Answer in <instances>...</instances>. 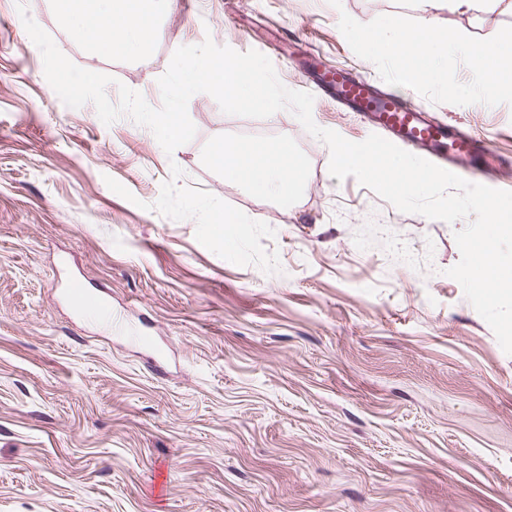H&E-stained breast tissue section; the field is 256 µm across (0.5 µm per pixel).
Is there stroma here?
<instances>
[{
    "instance_id": "obj_1",
    "label": "stroma",
    "mask_w": 512,
    "mask_h": 512,
    "mask_svg": "<svg viewBox=\"0 0 512 512\" xmlns=\"http://www.w3.org/2000/svg\"><path fill=\"white\" fill-rule=\"evenodd\" d=\"M26 3L73 63L113 77L111 101L122 83L154 107L174 51L208 38L261 52L309 92L297 63L310 55L378 75L339 30L344 12L483 39L512 25L448 0H177L146 52L108 55L71 37L57 0ZM379 88L512 154V106ZM188 114L196 135L169 156L129 117L67 107L16 0H0V512H512V355L446 274L466 220L403 213L332 177L329 148L286 110L263 134L299 185L256 195L210 160L242 140L240 117L205 93ZM312 115L353 142L371 133L330 99ZM175 165L179 185L275 230L263 247L280 273L218 257L194 220L138 208ZM72 281L152 346L76 314Z\"/></svg>"
}]
</instances>
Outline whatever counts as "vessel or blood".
<instances>
[{"instance_id":"vessel-or-blood-1","label":"vessel or blood","mask_w":512,"mask_h":512,"mask_svg":"<svg viewBox=\"0 0 512 512\" xmlns=\"http://www.w3.org/2000/svg\"><path fill=\"white\" fill-rule=\"evenodd\" d=\"M318 87L352 112L367 113L372 126L385 139L420 152L450 172L462 174L463 162L475 157L490 159V172L502 171L503 163L495 159L488 142L480 136L432 121L422 107L393 97L379 95L373 82L343 71L322 73ZM67 297L74 310H98L106 315L110 307L104 300L88 295L79 282H71Z\"/></svg>"}]
</instances>
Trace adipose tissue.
Returning a JSON list of instances; mask_svg holds the SVG:
<instances>
[{
  "mask_svg": "<svg viewBox=\"0 0 512 512\" xmlns=\"http://www.w3.org/2000/svg\"><path fill=\"white\" fill-rule=\"evenodd\" d=\"M61 6L71 20L72 35L100 52H137L154 35L158 0H61ZM210 160L223 170L226 180L243 183L259 195L285 198L298 184V165L286 160L276 146L225 143L212 150Z\"/></svg>",
  "mask_w": 512,
  "mask_h": 512,
  "instance_id": "adipose-tissue-1",
  "label": "adipose tissue"
}]
</instances>
